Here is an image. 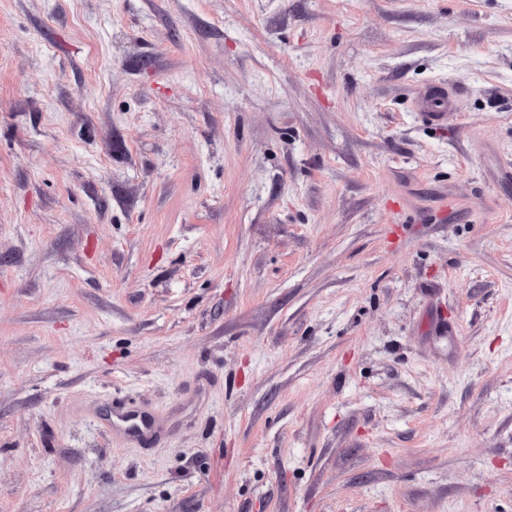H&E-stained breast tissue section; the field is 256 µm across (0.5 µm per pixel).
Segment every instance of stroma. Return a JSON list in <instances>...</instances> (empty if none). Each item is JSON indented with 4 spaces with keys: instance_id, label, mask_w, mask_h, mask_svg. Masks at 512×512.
Here are the masks:
<instances>
[{
    "instance_id": "stroma-1",
    "label": "stroma",
    "mask_w": 512,
    "mask_h": 512,
    "mask_svg": "<svg viewBox=\"0 0 512 512\" xmlns=\"http://www.w3.org/2000/svg\"><path fill=\"white\" fill-rule=\"evenodd\" d=\"M0 512H512V0H0ZM420 115L423 119L432 124L444 123L448 120V112H454V105L449 99L428 98L427 96L419 100Z\"/></svg>"
}]
</instances>
